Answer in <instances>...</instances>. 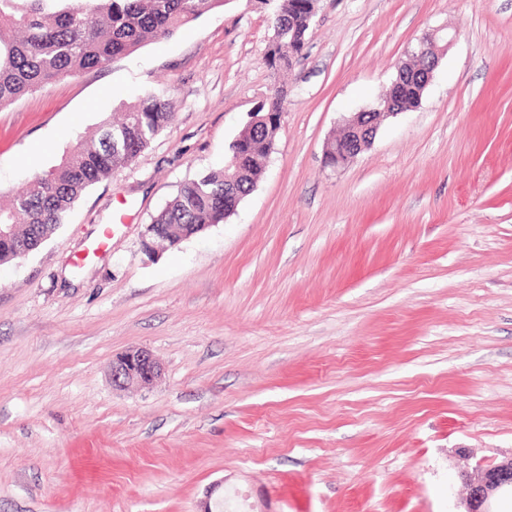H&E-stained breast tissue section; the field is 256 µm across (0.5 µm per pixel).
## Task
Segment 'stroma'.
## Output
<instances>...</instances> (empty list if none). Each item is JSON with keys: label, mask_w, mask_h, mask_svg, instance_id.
<instances>
[{"label": "stroma", "mask_w": 512, "mask_h": 512, "mask_svg": "<svg viewBox=\"0 0 512 512\" xmlns=\"http://www.w3.org/2000/svg\"><path fill=\"white\" fill-rule=\"evenodd\" d=\"M439 30L419 105L326 166ZM270 36L260 0H227L0 109V203L144 92L175 112L0 264V512H463L462 471L512 457V0H320L278 76ZM277 83L253 191L148 258L146 225ZM134 347L161 378L113 387Z\"/></svg>", "instance_id": "obj_1"}]
</instances>
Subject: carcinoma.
<instances>
[{
    "label": "carcinoma",
    "mask_w": 512,
    "mask_h": 512,
    "mask_svg": "<svg viewBox=\"0 0 512 512\" xmlns=\"http://www.w3.org/2000/svg\"><path fill=\"white\" fill-rule=\"evenodd\" d=\"M271 35L281 49L272 70L288 68L302 53L312 0H274ZM224 0H0V108L66 76L102 66L145 43L173 36L183 26ZM419 87L400 90L399 108L419 104ZM285 106L279 88L272 89L258 111L270 116L256 125L229 154H240L237 173L212 170L184 185L153 219L158 241L189 235L196 224H218L256 184L260 164L280 129ZM121 122L105 119L61 163L34 175L11 204L0 207V224H12L11 239L0 241V264L17 259L16 240L38 246L65 223L80 196L146 148L173 117L169 103L154 91L121 106Z\"/></svg>",
    "instance_id": "carcinoma-1"
}]
</instances>
